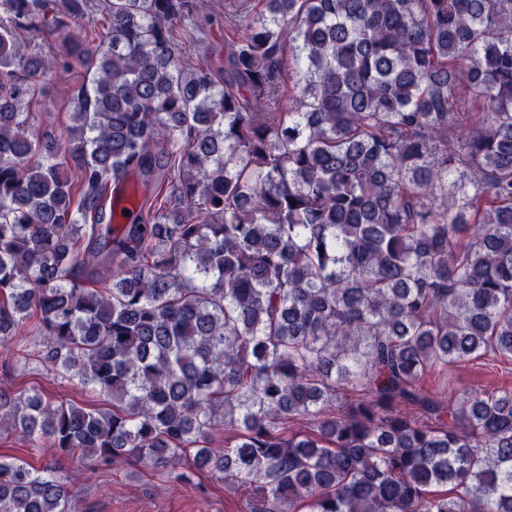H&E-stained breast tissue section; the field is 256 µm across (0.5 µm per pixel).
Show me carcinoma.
Instances as JSON below:
<instances>
[{
    "instance_id": "obj_1",
    "label": "carcinoma",
    "mask_w": 512,
    "mask_h": 512,
    "mask_svg": "<svg viewBox=\"0 0 512 512\" xmlns=\"http://www.w3.org/2000/svg\"><path fill=\"white\" fill-rule=\"evenodd\" d=\"M90 8L0 0V347L112 408L0 387V431L191 452L255 512H512V389L422 385L512 358V0H225L219 70L181 54L192 0L70 26ZM86 59L67 133L31 131ZM132 174L149 197L105 237ZM0 512H75L68 476L0 455ZM93 71L85 67H75L68 73L59 74L54 82L41 81V93L29 104H26L28 112L35 117L34 125L40 131L45 128L56 130L64 129L70 124L71 107L68 101L58 95L59 87H67L72 91L90 84ZM423 386L446 397L455 390L469 389L479 393H492L501 389H512V359H495L481 356L452 365H436L422 380Z\"/></svg>"
}]
</instances>
